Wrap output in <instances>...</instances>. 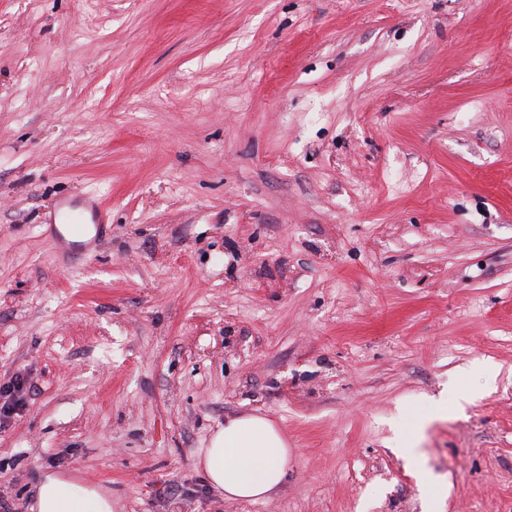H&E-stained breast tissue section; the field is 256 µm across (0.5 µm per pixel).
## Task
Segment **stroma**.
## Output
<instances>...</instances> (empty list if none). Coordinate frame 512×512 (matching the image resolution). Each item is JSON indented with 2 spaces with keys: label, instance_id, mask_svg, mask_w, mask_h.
<instances>
[{
  "label": "stroma",
  "instance_id": "obj_1",
  "mask_svg": "<svg viewBox=\"0 0 512 512\" xmlns=\"http://www.w3.org/2000/svg\"><path fill=\"white\" fill-rule=\"evenodd\" d=\"M91 193L66 262L44 217ZM21 372L0 512L48 474L112 512H512V0H0ZM253 414L288 472L231 502L197 461ZM448 415V395L443 394L434 402L433 412L430 415L418 417L413 425L407 448H414L413 444L417 443L425 429V427L436 418H443Z\"/></svg>",
  "mask_w": 512,
  "mask_h": 512
}]
</instances>
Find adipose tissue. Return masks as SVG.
I'll return each instance as SVG.
<instances>
[{
  "instance_id": "ef3b65f1",
  "label": "adipose tissue",
  "mask_w": 512,
  "mask_h": 512,
  "mask_svg": "<svg viewBox=\"0 0 512 512\" xmlns=\"http://www.w3.org/2000/svg\"><path fill=\"white\" fill-rule=\"evenodd\" d=\"M211 487L228 500L257 501L282 484L288 467V442L260 415L232 417L211 438L199 459ZM38 512H112V502L96 490L47 476Z\"/></svg>"
}]
</instances>
